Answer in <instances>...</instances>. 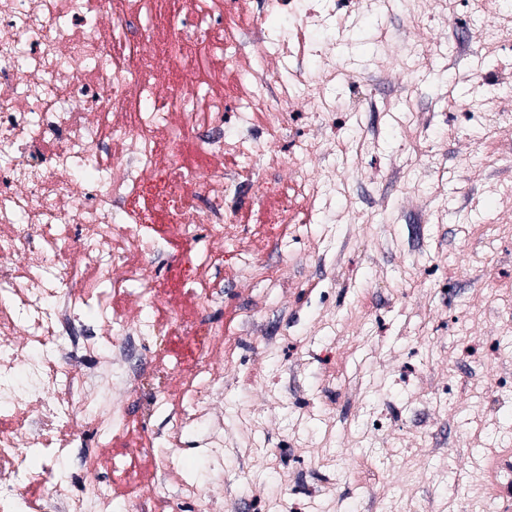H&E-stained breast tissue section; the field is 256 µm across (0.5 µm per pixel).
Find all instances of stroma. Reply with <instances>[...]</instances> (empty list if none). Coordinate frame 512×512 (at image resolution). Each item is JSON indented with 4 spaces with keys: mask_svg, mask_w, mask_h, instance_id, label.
Returning <instances> with one entry per match:
<instances>
[{
    "mask_svg": "<svg viewBox=\"0 0 512 512\" xmlns=\"http://www.w3.org/2000/svg\"><path fill=\"white\" fill-rule=\"evenodd\" d=\"M412 0H370L344 32L318 30L349 73L329 104L318 150L303 158L309 124L292 115L255 178H291L306 161L311 217L267 224L274 196L242 187L243 221L216 252L220 298L210 322L224 343L209 360L200 420L173 426L176 404L129 416L141 436L112 434L114 450H165L168 512H193L183 486L226 498L233 512H459L486 496L477 459L512 448V214L486 187L512 178V124L489 135L491 95L512 100V47L499 68L474 54L449 64L455 42L478 45L497 14L434 19L421 40L430 63L401 66L398 37ZM156 307L167 321L195 308L176 272ZM224 445L208 447L213 431Z\"/></svg>",
    "mask_w": 512,
    "mask_h": 512,
    "instance_id": "obj_1",
    "label": "stroma"
}]
</instances>
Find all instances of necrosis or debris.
Returning a JSON list of instances; mask_svg holds the SVG:
<instances>
[{
    "mask_svg": "<svg viewBox=\"0 0 512 512\" xmlns=\"http://www.w3.org/2000/svg\"><path fill=\"white\" fill-rule=\"evenodd\" d=\"M260 2L262 16L240 27L247 0H0V512H28L27 486L47 490L50 512H130L116 488L134 483L135 450L113 456V489L89 496L57 482L53 465L63 455L87 471L100 466L85 432L68 426L74 406L101 434L130 428L120 398L111 417L100 412L109 374L120 373L127 392L152 389V407L170 401L169 364L142 368L144 342L169 333L154 300L128 315L112 295L152 292L142 262L171 257L173 241L131 227L230 234L238 212L227 199L241 174L225 173V151L251 159L241 133L256 113L285 120L288 101L274 88L305 86L325 112L324 89L344 74L330 67L312 87L304 70H289L291 36L270 23L287 0ZM189 143L210 166L184 163ZM131 250L140 264L115 280L114 258ZM89 304L97 316L76 333L75 311ZM45 350L61 360L49 374ZM90 358L104 371L93 397L73 371ZM20 372L27 386H15ZM34 454L43 465L31 464Z\"/></svg>",
    "mask_w": 512,
    "mask_h": 512,
    "instance_id": "4bbe7bcc",
    "label": "necrosis or debris"
}]
</instances>
